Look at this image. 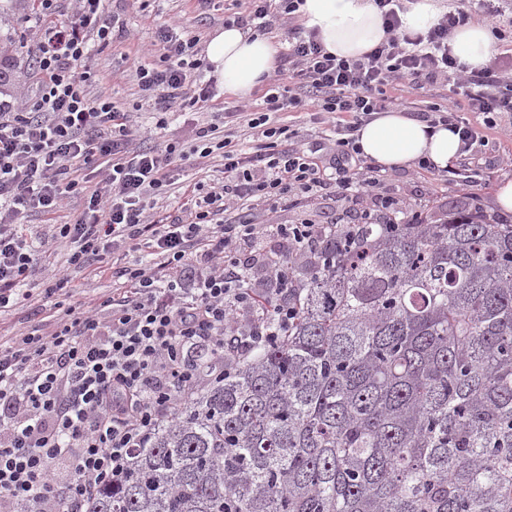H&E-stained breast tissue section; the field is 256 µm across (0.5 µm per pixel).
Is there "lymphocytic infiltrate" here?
<instances>
[{
  "label": "lymphocytic infiltrate",
  "mask_w": 512,
  "mask_h": 512,
  "mask_svg": "<svg viewBox=\"0 0 512 512\" xmlns=\"http://www.w3.org/2000/svg\"><path fill=\"white\" fill-rule=\"evenodd\" d=\"M107 2L73 0L66 20L39 25L38 88L23 101L0 93V310L31 298L26 284L40 250L23 230L25 219L54 213L68 195L86 199L81 218L59 225L53 237L69 266H93L117 249L131 254L116 267L121 285L100 301L99 313L68 308L55 315L48 335L0 343V512H15L19 501L31 512H83L99 484L120 478L133 449L155 425L173 421L198 386L223 379L240 352L287 331L293 282L281 257L265 253L266 239L279 237L306 256L327 236L353 238L354 227L279 224L275 214L290 196L328 179L344 192L379 183L378 168L361 165L356 133L375 113L399 109L389 94L395 83L444 87L459 76L462 98L442 96L424 120L458 130L467 148L476 132L461 111L484 114L490 126L497 114L512 112V77L492 65L465 71L448 46L475 18L505 39L495 0H459L415 36L402 28L403 0H373L385 37L355 59L330 54L316 33L298 25L302 0H245L234 23L265 35L285 20L292 34L264 111H234L256 149H236L231 132L217 134L212 125L198 128L195 145L185 149L164 134L168 112L203 109L215 95L202 80L208 64L197 36L175 17L157 25L159 61L134 72L141 101L158 119L131 124L111 100L93 104L86 94L90 73L82 64L93 43L114 37ZM305 108L333 131L332 143L299 144L296 131L270 120ZM217 149L222 184L207 192L188 188L185 217L149 222L145 203L166 193L172 164ZM99 167L107 177L94 189L88 173ZM250 202L265 203L263 223L228 221ZM262 295L274 304L272 316L257 305ZM198 346L206 348L205 360L192 357ZM59 459L68 463L62 476L52 469Z\"/></svg>",
  "instance_id": "f902f5d3"
}]
</instances>
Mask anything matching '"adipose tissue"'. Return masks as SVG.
Masks as SVG:
<instances>
[{"label":"adipose tissue","mask_w":512,"mask_h":512,"mask_svg":"<svg viewBox=\"0 0 512 512\" xmlns=\"http://www.w3.org/2000/svg\"><path fill=\"white\" fill-rule=\"evenodd\" d=\"M299 14L304 28L316 31L326 50L340 58L360 57L385 36L372 0H303ZM449 46L459 63L470 69L488 64L495 48L490 32L480 22L458 28ZM206 56L225 91L244 98L273 70L276 48L270 39L230 24L211 36ZM356 145L361 156L389 170L424 161L444 171L461 155L459 136L448 127L433 128L396 110L377 113L365 122Z\"/></svg>","instance_id":"obj_1"}]
</instances>
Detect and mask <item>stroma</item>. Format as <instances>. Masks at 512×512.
Instances as JSON below:
<instances>
[{"label": "stroma", "instance_id": "obj_1", "mask_svg": "<svg viewBox=\"0 0 512 512\" xmlns=\"http://www.w3.org/2000/svg\"><path fill=\"white\" fill-rule=\"evenodd\" d=\"M230 0H111L110 11L123 30L112 42L96 46L86 66L92 79L86 85L90 101L111 99L126 112L131 123L149 125L153 116L147 105L141 104L137 94V81L128 71L126 57H137L145 65H153L155 53V25L173 15H178L191 26L201 41H208L211 33L224 26V15L230 8ZM39 10L37 0H0V63L12 67L11 80L1 87L4 92L25 98L36 86L38 75L29 57L36 42L35 31L28 27L26 19ZM264 87H256L244 100L217 92L211 114L182 112L175 116L168 132L183 147L195 143V133L204 123L210 122L212 113L244 103L254 111L263 107ZM478 138L470 153L461 155L456 169L479 170L482 181L469 191L458 189L455 181L436 184L434 173L420 167L389 171L387 178L368 192L346 197L334 187L327 186L314 194L280 206L277 216L280 223L297 224L308 219L316 224H329L335 218H344L351 224L361 223L364 211L372 209L376 200L388 197L402 203L407 211L426 215L444 211L448 207L465 203L495 213L494 191L506 178H512V137L506 133L512 127V118L502 117L497 127L488 128L481 115L468 113ZM223 160L212 155L203 164H190L170 186L163 200L149 211L150 220L165 222L166 218L183 215L186 184L200 182L210 187L222 178ZM68 255L61 248H49L44 255L38 274L29 282L33 290L32 302L20 309L0 312V338L32 329L49 331L50 314L54 301L47 298L43 281L54 270L68 267ZM72 294L67 305L80 306L89 296L111 294L114 284L111 275L100 274L89 268L68 267Z\"/></svg>", "mask_w": 512, "mask_h": 512}]
</instances>
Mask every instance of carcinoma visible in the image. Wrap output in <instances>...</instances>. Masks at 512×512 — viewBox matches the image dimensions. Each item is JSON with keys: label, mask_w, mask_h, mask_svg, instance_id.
<instances>
[{"label": "carcinoma", "mask_w": 512, "mask_h": 512, "mask_svg": "<svg viewBox=\"0 0 512 512\" xmlns=\"http://www.w3.org/2000/svg\"><path fill=\"white\" fill-rule=\"evenodd\" d=\"M86 512H512V221L364 224Z\"/></svg>", "instance_id": "carcinoma-1"}]
</instances>
